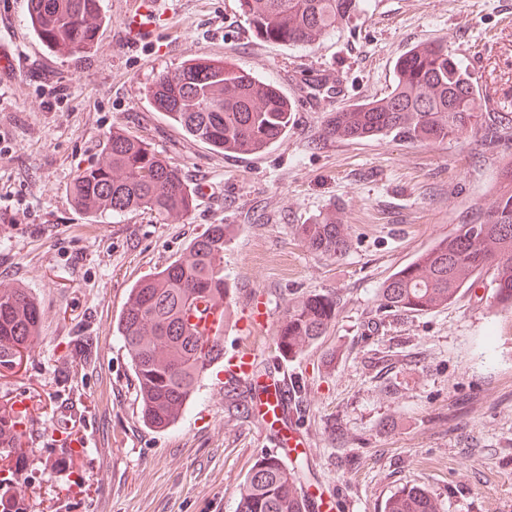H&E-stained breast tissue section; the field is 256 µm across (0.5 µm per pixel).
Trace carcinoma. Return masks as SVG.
Listing matches in <instances>:
<instances>
[{
	"label": "carcinoma",
	"instance_id": "obj_1",
	"mask_svg": "<svg viewBox=\"0 0 512 512\" xmlns=\"http://www.w3.org/2000/svg\"><path fill=\"white\" fill-rule=\"evenodd\" d=\"M41 15L33 30L46 47L63 34L79 53L89 52L91 36L82 16L103 7L101 0H72L60 14L54 0H39ZM362 0H239L254 33L282 45H311L361 11ZM391 90L381 98L357 101L329 114L324 132L338 139L392 136L432 144L470 132L489 142L512 141V113L483 111L478 84L448 51L444 40L417 45L393 66ZM224 82V101L210 86ZM144 97L188 137L217 152L261 153L288 131L292 102L275 85L238 68L201 66L189 54L172 72L144 87ZM100 162L80 171L70 186L73 206L93 223L107 215L146 211L160 224L182 210L192 196L180 172L150 144L132 136H110ZM479 222L456 230L417 254L391 274L379 291L387 312H428L448 306L489 273L493 306L512 311V155L504 158L494 192L477 209ZM349 225L334 213L297 225L310 250L338 257L348 247ZM226 225L212 224L185 248V254L137 280L119 316L137 383L144 423L166 429L180 417L203 375L224 357V328L201 336L191 323L200 304L229 294L224 278ZM337 299L311 294L288 301L279 314L275 343L279 354L294 358L317 344L336 321ZM42 313L35 298L18 283L0 278V373L13 371L39 334ZM253 394L224 386V411L246 419ZM26 415L0 401V498L15 484L13 448ZM304 465L288 467L260 455L237 489L236 512H307L303 500ZM382 512H442L437 497L416 485L389 496Z\"/></svg>",
	"mask_w": 512,
	"mask_h": 512
}]
</instances>
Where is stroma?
<instances>
[{"instance_id":"obj_1","label":"stroma","mask_w":512,"mask_h":512,"mask_svg":"<svg viewBox=\"0 0 512 512\" xmlns=\"http://www.w3.org/2000/svg\"><path fill=\"white\" fill-rule=\"evenodd\" d=\"M103 2L107 50L57 61L30 49L21 0H0L9 16L0 46L17 58L16 74L0 79V134L13 141L0 156V277L28 288L43 312L23 369L0 377V398L40 402L19 479L28 512H235L236 488L267 452L270 426L225 413L220 363L174 425L144 426L116 333L131 285L212 224L228 227L224 349L253 345L258 372L277 363L302 386L306 485L333 494L336 512H381L409 484L438 497L443 512H512V315L491 310L490 276L431 312L390 314L378 297L396 269L476 221L473 205L511 150L464 137L423 145L324 133L329 113L384 96L395 60L440 38L471 71L485 111L512 112V0H365L308 46L259 39L238 0H161L167 22L151 42L124 27L126 0ZM191 51L230 56L292 101L288 131L272 148L213 151L144 99V86ZM20 81L69 86L71 98L33 112L14 96ZM116 126L148 142L188 187L206 184L184 223L134 211L92 224L74 208L70 184L97 163ZM330 210L350 227L336 259L296 234ZM318 293L336 296L339 312L317 346L288 359L273 329L255 336L251 300L275 318L289 299ZM64 404L89 454L54 441Z\"/></svg>"}]
</instances>
